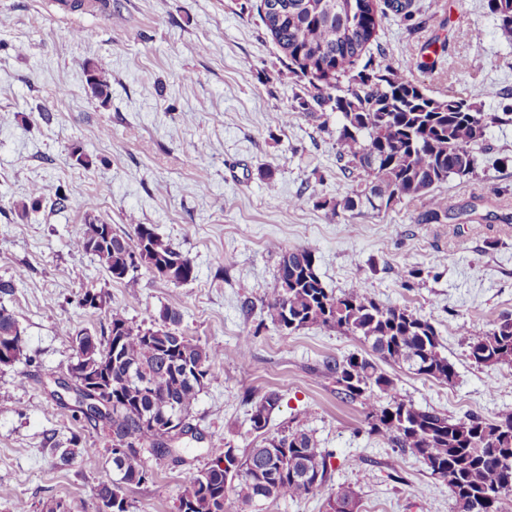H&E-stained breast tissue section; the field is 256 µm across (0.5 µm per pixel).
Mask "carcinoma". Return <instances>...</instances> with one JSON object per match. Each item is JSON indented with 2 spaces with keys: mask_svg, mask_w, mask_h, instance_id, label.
Returning a JSON list of instances; mask_svg holds the SVG:
<instances>
[{
  "mask_svg": "<svg viewBox=\"0 0 512 512\" xmlns=\"http://www.w3.org/2000/svg\"><path fill=\"white\" fill-rule=\"evenodd\" d=\"M321 2L281 0L287 5L283 19L265 27L288 59V79L306 84L299 107L341 114L336 153L348 172H358L359 181L340 191L336 205L380 212L405 197L427 196L429 208L422 220L448 215V206L432 192L476 172V147L490 128L512 122V101L504 97L499 111L487 112L478 89L464 96L434 97L420 83L375 63L371 46L383 20L393 17L414 27L415 0H335L332 13L320 9ZM487 8L500 35L512 41V0H487ZM87 82L96 98H109V83L97 69L89 68ZM99 226L88 222L72 246L95 256L112 281L121 283L141 268L157 272L161 262L173 258L178 266L165 280L178 285L195 278L192 261L164 242L152 225H134L132 236L113 230L106 249L91 251L88 239ZM315 254L312 246L281 253L276 288L264 304L266 319L290 332L316 326L370 344L366 356L352 354L326 363L336 395L363 406L367 433L394 448L396 459L417 457L432 478L448 486L451 512H507L512 500V411L493 417L470 413L462 419L400 398L378 361L405 366L441 384L456 378L434 326L405 307L376 302L361 287L340 295L329 292L317 274ZM19 324L15 312L0 305V347H12L15 360L23 353V347L13 345ZM180 324L181 314L169 307L148 327L113 308L96 350L82 351L91 333H76V361L70 368L80 373L101 368L112 397L105 411L89 413L82 408L85 395L76 379L78 412L111 434L131 435L136 442V449L118 456L108 450L117 478L101 484L97 497L116 504L113 512H130L126 488L152 478L145 454L158 459L174 454L181 460L179 449L170 447V439L149 421L188 418L204 386L200 377L224 356L190 339ZM466 345L473 363L512 369V318L503 316L489 331L467 336ZM279 402L275 390L254 400L250 422L261 437L259 444L229 462V470L220 467V456L206 463L192 476L177 512H225L226 486L245 505L312 493L324 497L326 512H359L352 487L330 484L329 454L310 431L297 425L271 433L259 425L257 417L264 413L270 422Z\"/></svg>",
  "mask_w": 512,
  "mask_h": 512,
  "instance_id": "obj_1",
  "label": "carcinoma"
}]
</instances>
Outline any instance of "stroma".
I'll use <instances>...</instances> for the list:
<instances>
[{
  "instance_id": "stroma-1",
  "label": "stroma",
  "mask_w": 512,
  "mask_h": 512,
  "mask_svg": "<svg viewBox=\"0 0 512 512\" xmlns=\"http://www.w3.org/2000/svg\"><path fill=\"white\" fill-rule=\"evenodd\" d=\"M258 0H104L103 8L63 14L52 0H0V305L25 331L20 361L0 367V512H98L96 490L116 473L112 437L52 395L53 377L71 363L73 338L100 332L108 311L136 323L165 307L181 330L223 350L211 366L183 439L182 463L151 461V480L129 486L133 512H176L191 477L225 447L256 441L250 398L281 395L270 430L300 420L331 454L332 484L352 486L361 512H449L448 487L425 466L365 431L360 404L336 396L326 363L369 353L358 338L313 327L285 333L265 320L281 250L316 246L326 288L360 286L379 303L405 307L435 327L457 377L442 385L388 367L401 398L459 418L512 410V372L474 364L467 334L512 315V123L492 128L473 177L435 194L449 216L425 224L427 199L385 211L335 208L350 184L336 160L341 118L299 110L302 86L282 79L284 56L262 23ZM418 29L386 19L372 52L380 65L434 96L484 91L485 111L512 94V41L503 40L486 0H416ZM91 31L88 39L77 30ZM446 50L428 68H408L432 37ZM481 52V63L472 60ZM110 81L93 97L85 69ZM292 112L288 124L273 120ZM81 147L93 163L73 166ZM27 216L13 205L32 188ZM70 198L55 204L58 190ZM97 218L120 233L153 225L187 256L193 281L175 285L146 271L109 281L72 241ZM418 269L402 280V267ZM104 292L99 310L79 303L83 288ZM254 335L247 360L238 343ZM86 452L60 456L71 436Z\"/></svg>"
}]
</instances>
